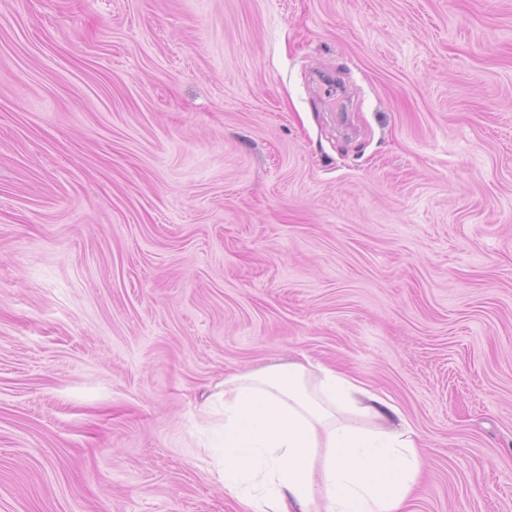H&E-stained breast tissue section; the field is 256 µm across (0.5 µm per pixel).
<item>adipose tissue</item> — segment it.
I'll return each mask as SVG.
<instances>
[{
    "instance_id": "obj_1",
    "label": "adipose tissue",
    "mask_w": 512,
    "mask_h": 512,
    "mask_svg": "<svg viewBox=\"0 0 512 512\" xmlns=\"http://www.w3.org/2000/svg\"><path fill=\"white\" fill-rule=\"evenodd\" d=\"M212 472L245 512H405L423 474L414 429L355 377L288 362L225 377Z\"/></svg>"
}]
</instances>
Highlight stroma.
I'll return each mask as SVG.
<instances>
[{
	"instance_id": "obj_1",
	"label": "stroma",
	"mask_w": 512,
	"mask_h": 512,
	"mask_svg": "<svg viewBox=\"0 0 512 512\" xmlns=\"http://www.w3.org/2000/svg\"><path fill=\"white\" fill-rule=\"evenodd\" d=\"M305 357L512 512V0H0V512H241L197 402Z\"/></svg>"
}]
</instances>
